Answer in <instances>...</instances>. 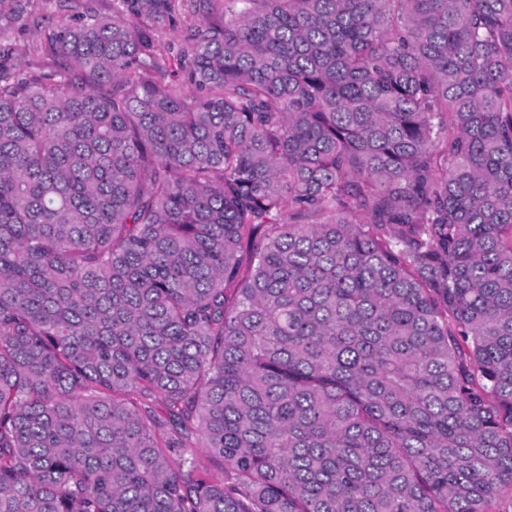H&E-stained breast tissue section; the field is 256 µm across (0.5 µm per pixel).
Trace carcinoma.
Here are the masks:
<instances>
[{
	"mask_svg": "<svg viewBox=\"0 0 512 512\" xmlns=\"http://www.w3.org/2000/svg\"><path fill=\"white\" fill-rule=\"evenodd\" d=\"M70 2L0 58V512H512V0ZM191 17L183 14L182 10H176L172 20L155 28V38L161 45L176 46L180 39V31L191 23Z\"/></svg>",
	"mask_w": 512,
	"mask_h": 512,
	"instance_id": "cac0c4a2",
	"label": "carcinoma"
}]
</instances>
